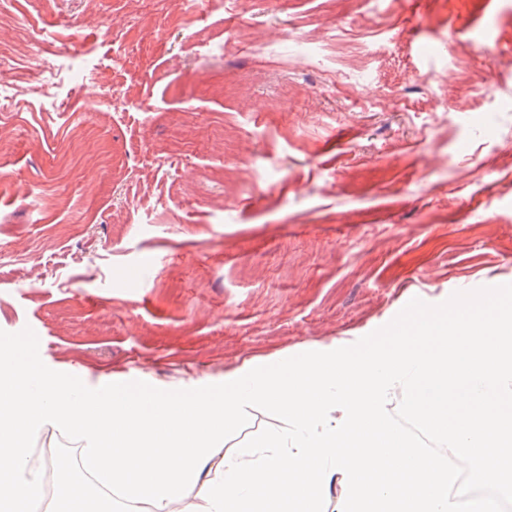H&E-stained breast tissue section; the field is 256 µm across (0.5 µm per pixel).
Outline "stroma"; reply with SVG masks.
<instances>
[{
    "instance_id": "35a3bbf8",
    "label": "stroma",
    "mask_w": 512,
    "mask_h": 512,
    "mask_svg": "<svg viewBox=\"0 0 512 512\" xmlns=\"http://www.w3.org/2000/svg\"><path fill=\"white\" fill-rule=\"evenodd\" d=\"M30 14L96 73L0 116V330L50 369L220 384L512 283V0H0L1 54Z\"/></svg>"
}]
</instances>
